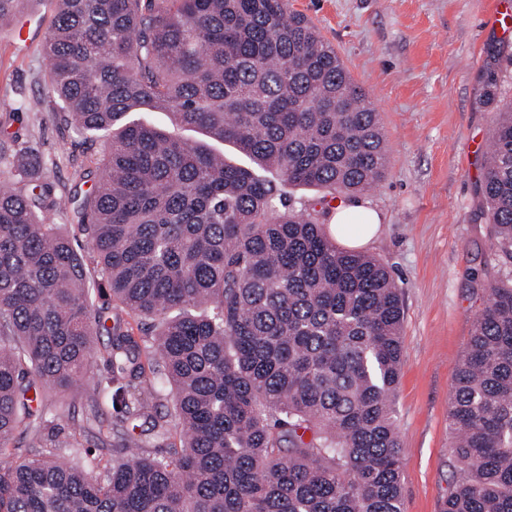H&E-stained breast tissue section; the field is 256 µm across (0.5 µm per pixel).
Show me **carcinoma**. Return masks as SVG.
<instances>
[{
    "label": "carcinoma",
    "mask_w": 512,
    "mask_h": 512,
    "mask_svg": "<svg viewBox=\"0 0 512 512\" xmlns=\"http://www.w3.org/2000/svg\"><path fill=\"white\" fill-rule=\"evenodd\" d=\"M27 2L0 0V23ZM53 2L46 94L103 152L83 193L57 191L31 149L0 154V512H402L394 276L264 176L329 194L383 177L378 114L336 49L288 0ZM491 57L499 119L477 190L512 260V100L497 69L512 43ZM157 110L253 167L154 127ZM64 212L87 252L51 222ZM88 254L112 301L157 332L106 325ZM81 382L87 421L114 412L102 478L93 449L50 432L60 413L41 396ZM166 385L174 425L149 404ZM138 418L149 433L129 431ZM172 427L181 446L151 451ZM448 429L458 477L443 512H512V278L488 285Z\"/></svg>",
    "instance_id": "obj_1"
}]
</instances>
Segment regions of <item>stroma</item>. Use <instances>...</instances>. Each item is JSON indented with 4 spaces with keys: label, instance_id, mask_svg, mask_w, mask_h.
Wrapping results in <instances>:
<instances>
[{
    "label": "stroma",
    "instance_id": "35a3bbf8",
    "mask_svg": "<svg viewBox=\"0 0 512 512\" xmlns=\"http://www.w3.org/2000/svg\"><path fill=\"white\" fill-rule=\"evenodd\" d=\"M497 0H288L337 50L369 97L388 144L384 177L363 198L384 217L365 253L393 272L403 305L402 364L394 393L401 442L403 512H443L456 476L448 406L473 321L488 292L474 273L512 277L492 246L476 193L479 145L490 143L496 109L484 102L490 50L512 41L493 26ZM54 10L24 13L25 38L0 27V151L34 148L58 189L70 190L99 156L45 101L41 45ZM43 98L42 111L26 108ZM79 393L55 424L100 442Z\"/></svg>",
    "mask_w": 512,
    "mask_h": 512
}]
</instances>
